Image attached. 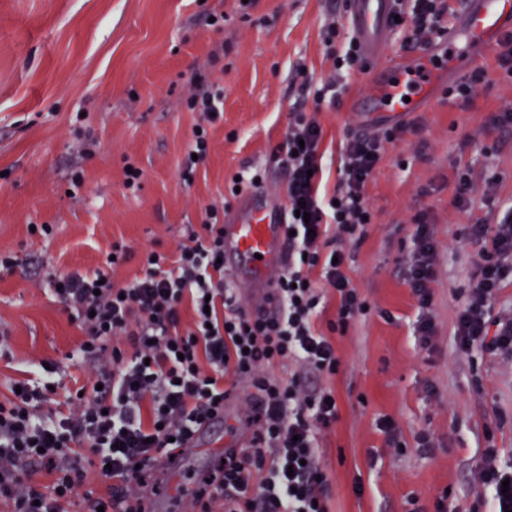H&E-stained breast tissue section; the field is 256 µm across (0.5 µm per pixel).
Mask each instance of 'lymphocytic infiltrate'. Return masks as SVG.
<instances>
[{"label": "lymphocytic infiltrate", "instance_id": "obj_1", "mask_svg": "<svg viewBox=\"0 0 512 512\" xmlns=\"http://www.w3.org/2000/svg\"><path fill=\"white\" fill-rule=\"evenodd\" d=\"M446 0H400V24L411 41L431 45L447 34ZM321 84L303 79L300 91L316 104L335 103L347 89L345 71L361 62L356 42L338 57ZM401 128L348 138L341 178L333 194L320 190L323 133L316 119L298 112L275 148L288 175V268L277 282L279 310H247L224 279V227L209 209L201 230L173 252H147L144 275L123 285L109 269L130 251L112 242L104 269L57 275L48 287L84 332L69 360L84 365L81 389L66 388L54 369L36 365L19 381V393L0 402V504L9 512H150L160 494L159 457L183 447L204 423L223 416L237 385L254 432L247 447L225 451L224 461L200 481L186 512H328L329 480L319 460V435L338 418L331 391L320 379L341 362L330 339L345 332L369 306L347 274L340 240L360 242L373 212L365 188L399 140ZM412 251L404 279L422 315L423 343L435 334L433 305L435 232L425 211L412 218ZM466 240L477 259L455 321V344L512 358V313L493 314L506 280L512 279V213L498 223L470 225ZM337 299L334 319L316 326L327 291ZM277 364L294 365L285 379ZM498 450L487 445L476 473L481 493L473 512H512V490ZM47 484L34 483V473Z\"/></svg>", "mask_w": 512, "mask_h": 512}]
</instances>
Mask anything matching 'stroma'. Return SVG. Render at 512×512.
<instances>
[{"mask_svg":"<svg viewBox=\"0 0 512 512\" xmlns=\"http://www.w3.org/2000/svg\"><path fill=\"white\" fill-rule=\"evenodd\" d=\"M214 12L223 22L210 24ZM333 23L344 46L351 35L344 0H259L253 8L241 0H0V253L21 259L14 271H0V331L10 335L9 356L0 358V401L9 396V379L39 360L53 361L63 380L81 375L67 355L83 334L35 281L103 268L115 239L132 257L112 276L133 281L145 250H171L208 208L230 214L237 203L231 179L244 165L261 169L272 201L287 205V173L272 151L292 112L320 123L324 188L337 187L347 137L367 121L353 101L369 92L375 73L393 76L396 62L425 49L396 30L377 61L351 71L336 104L318 107L300 93L296 73L328 79L323 32ZM496 57L476 58L489 81L470 101L439 92L419 111L388 120L409 130L388 145L368 183L376 221L348 251V275L370 310L345 334H333L341 367L324 381L339 411L320 440L329 512H435L439 500L447 512H470L487 439L500 466H512V360L463 354L454 342L476 258L462 233L512 207V124H492L512 109V76ZM199 76L223 90L224 119L211 127L209 154L188 183L181 166L201 117L183 95ZM80 136L94 139L90 155L73 150ZM129 162L143 171L140 188L124 185ZM463 169L478 195L461 211L453 187ZM75 171L83 176L77 189L69 181ZM421 209L437 245L436 334L426 349L415 336L418 308L403 279L411 218ZM34 224L51 225V234L31 233ZM388 418L400 447L381 428ZM244 432L240 417L211 425L205 448L184 466L175 494L155 499V512H181L214 449ZM423 432L431 449L418 446Z\"/></svg>","mask_w":512,"mask_h":512,"instance_id":"1","label":"stroma"}]
</instances>
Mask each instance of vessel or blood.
I'll return each instance as SVG.
<instances>
[{
  "mask_svg": "<svg viewBox=\"0 0 512 512\" xmlns=\"http://www.w3.org/2000/svg\"><path fill=\"white\" fill-rule=\"evenodd\" d=\"M397 8V0H346V19L365 59L382 55ZM510 33L512 0H465L447 38L434 45L429 56L412 60L416 81L375 74L355 108L366 113L371 128L378 114L417 111L432 101L447 73L465 68L475 54L493 49ZM284 217L259 187L240 199L224 224V254L233 260L259 309H272L276 303L275 286L287 262Z\"/></svg>",
  "mask_w": 512,
  "mask_h": 512,
  "instance_id": "obj_1",
  "label": "vessel or blood"
}]
</instances>
